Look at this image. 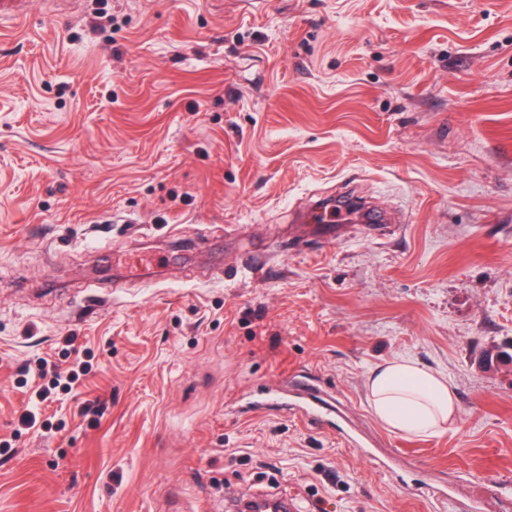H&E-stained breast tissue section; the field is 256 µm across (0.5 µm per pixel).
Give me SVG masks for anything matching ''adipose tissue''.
Here are the masks:
<instances>
[{"mask_svg":"<svg viewBox=\"0 0 512 512\" xmlns=\"http://www.w3.org/2000/svg\"><path fill=\"white\" fill-rule=\"evenodd\" d=\"M366 390L372 415L401 435L435 437L458 418L456 395L447 379L410 359L379 364L369 372Z\"/></svg>","mask_w":512,"mask_h":512,"instance_id":"adipose-tissue-1","label":"adipose tissue"}]
</instances>
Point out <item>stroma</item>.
Wrapping results in <instances>:
<instances>
[{"mask_svg": "<svg viewBox=\"0 0 512 512\" xmlns=\"http://www.w3.org/2000/svg\"><path fill=\"white\" fill-rule=\"evenodd\" d=\"M340 193L401 221L298 223ZM509 339L512 0H31L0 30V512H497L512 363L478 358ZM395 358L447 378V432L373 418Z\"/></svg>", "mask_w": 512, "mask_h": 512, "instance_id": "stroma-1", "label": "stroma"}]
</instances>
